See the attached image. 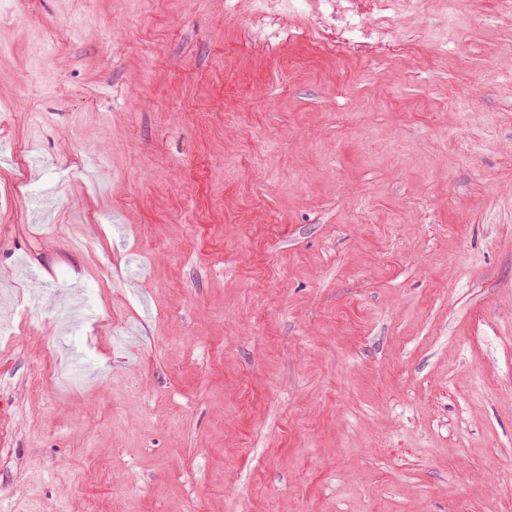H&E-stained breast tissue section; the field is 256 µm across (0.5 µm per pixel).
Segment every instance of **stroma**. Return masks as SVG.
<instances>
[{"label": "stroma", "instance_id": "35a3bbf8", "mask_svg": "<svg viewBox=\"0 0 512 512\" xmlns=\"http://www.w3.org/2000/svg\"><path fill=\"white\" fill-rule=\"evenodd\" d=\"M329 2L0 23V512H512V8Z\"/></svg>", "mask_w": 512, "mask_h": 512}]
</instances>
